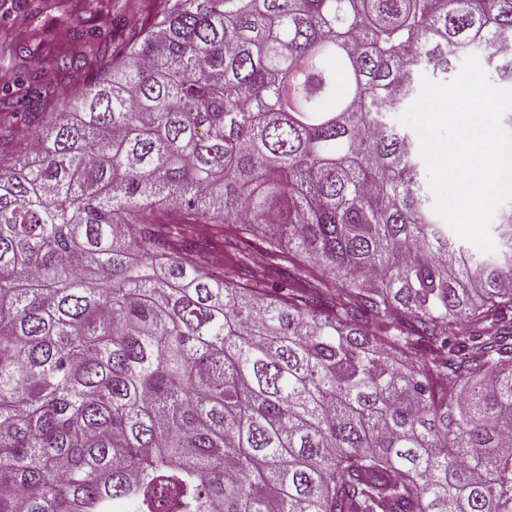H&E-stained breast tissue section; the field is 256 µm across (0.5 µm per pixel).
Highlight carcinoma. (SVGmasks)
I'll list each match as a JSON object with an SVG mask.
<instances>
[{
	"instance_id": "carcinoma-1",
	"label": "carcinoma",
	"mask_w": 512,
	"mask_h": 512,
	"mask_svg": "<svg viewBox=\"0 0 512 512\" xmlns=\"http://www.w3.org/2000/svg\"><path fill=\"white\" fill-rule=\"evenodd\" d=\"M0 88V512H512V209L434 212L391 114L512 0H159ZM261 232L286 282L210 272ZM423 344L404 364L398 354Z\"/></svg>"
}]
</instances>
